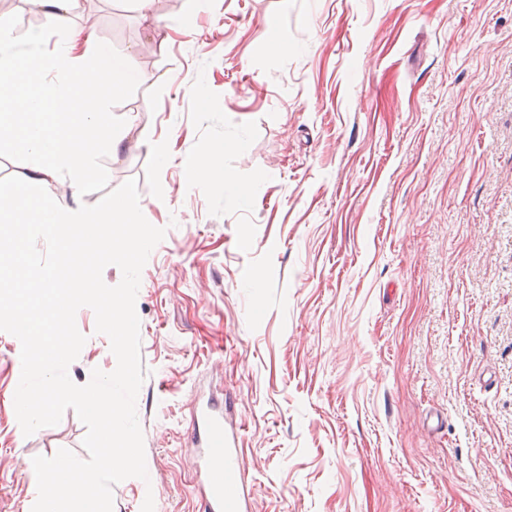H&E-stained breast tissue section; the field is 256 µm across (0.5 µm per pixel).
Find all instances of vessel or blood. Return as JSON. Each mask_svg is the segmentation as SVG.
<instances>
[{
  "mask_svg": "<svg viewBox=\"0 0 512 512\" xmlns=\"http://www.w3.org/2000/svg\"><path fill=\"white\" fill-rule=\"evenodd\" d=\"M189 439L201 489V512H250V493L240 479L239 435L224 425V404L196 385Z\"/></svg>",
  "mask_w": 512,
  "mask_h": 512,
  "instance_id": "b4317fda",
  "label": "vessel or blood"
}]
</instances>
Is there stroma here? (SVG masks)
Instances as JSON below:
<instances>
[{
  "mask_svg": "<svg viewBox=\"0 0 512 512\" xmlns=\"http://www.w3.org/2000/svg\"><path fill=\"white\" fill-rule=\"evenodd\" d=\"M69 24L139 75L103 164L166 231L135 303L148 477L113 512H200L201 382L252 512H512V0H76ZM214 150L210 178L178 162ZM76 325L83 385L117 361ZM20 351L0 331V512H31L35 456H88L71 409L21 437Z\"/></svg>",
  "mask_w": 512,
  "mask_h": 512,
  "instance_id": "stroma-1",
  "label": "stroma"
}]
</instances>
